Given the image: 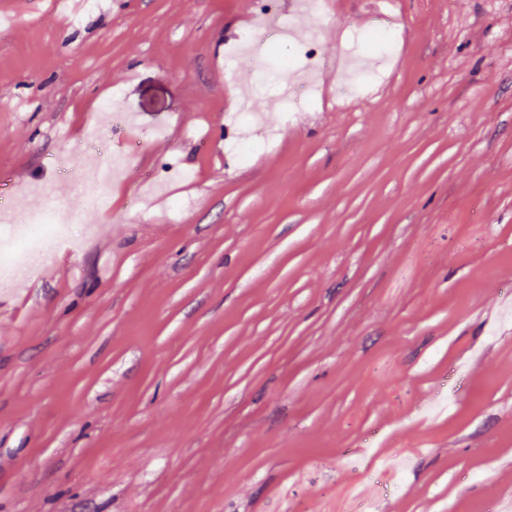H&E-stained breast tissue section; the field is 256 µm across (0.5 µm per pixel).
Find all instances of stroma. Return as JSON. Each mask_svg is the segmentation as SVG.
<instances>
[{"mask_svg":"<svg viewBox=\"0 0 512 512\" xmlns=\"http://www.w3.org/2000/svg\"><path fill=\"white\" fill-rule=\"evenodd\" d=\"M261 6L0 0L12 214L90 217L0 290V512H512V0H278L319 100L242 164L208 139L266 107L275 56L224 69ZM365 20L395 51L338 107Z\"/></svg>","mask_w":512,"mask_h":512,"instance_id":"obj_1","label":"stroma"}]
</instances>
